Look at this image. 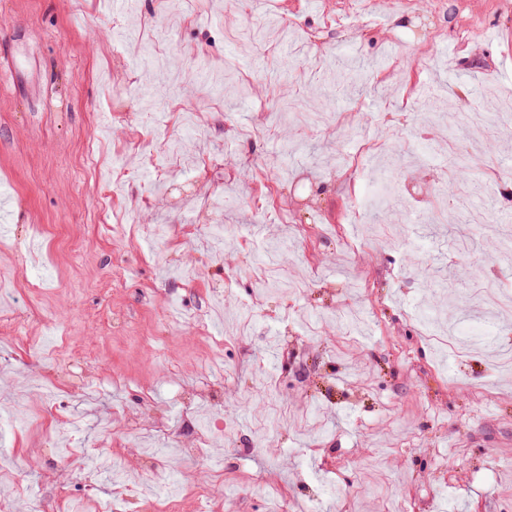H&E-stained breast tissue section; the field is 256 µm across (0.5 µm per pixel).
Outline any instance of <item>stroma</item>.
I'll use <instances>...</instances> for the list:
<instances>
[{"label": "stroma", "instance_id": "35a3bbf8", "mask_svg": "<svg viewBox=\"0 0 512 512\" xmlns=\"http://www.w3.org/2000/svg\"><path fill=\"white\" fill-rule=\"evenodd\" d=\"M447 2L440 20L434 0H0V313L23 324L0 328V403L24 396L40 417L0 429V464L28 468L0 481L16 512H95L121 477L99 447L174 470L117 512L170 497L199 512L200 485L243 512L283 492L292 512H512V375L483 355L512 346V314L477 300L492 280L512 289L490 259L512 225V130L459 132L489 84L512 91V13ZM380 57L366 89L333 91L337 63ZM286 98L360 123L392 160L393 218L369 248L343 236L364 237L377 185L332 159L355 142L266 122ZM493 173L481 228L457 197ZM435 178L453 185L444 213L410 199ZM56 319L69 349L52 365ZM209 351L223 377L204 373ZM188 411L227 431L205 443L223 483L181 454ZM124 417L138 444L113 433ZM52 425L92 493L50 459Z\"/></svg>", "mask_w": 512, "mask_h": 512}]
</instances>
